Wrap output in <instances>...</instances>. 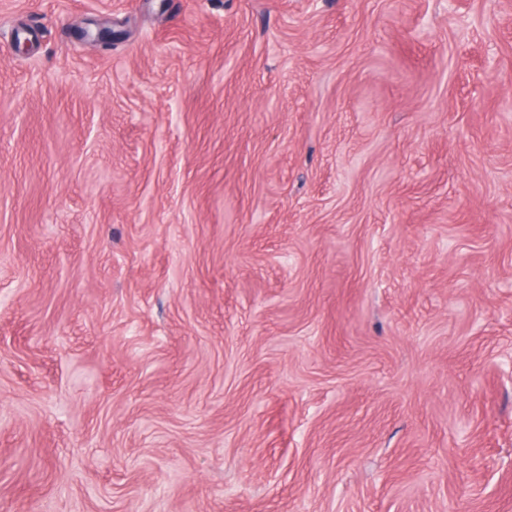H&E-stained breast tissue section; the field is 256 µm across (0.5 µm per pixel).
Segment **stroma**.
Here are the masks:
<instances>
[{
  "instance_id": "1",
  "label": "stroma",
  "mask_w": 512,
  "mask_h": 512,
  "mask_svg": "<svg viewBox=\"0 0 512 512\" xmlns=\"http://www.w3.org/2000/svg\"><path fill=\"white\" fill-rule=\"evenodd\" d=\"M507 355L512 0H0V512H512Z\"/></svg>"
}]
</instances>
